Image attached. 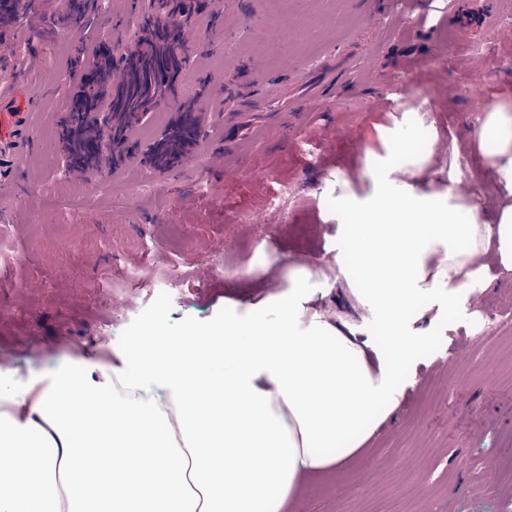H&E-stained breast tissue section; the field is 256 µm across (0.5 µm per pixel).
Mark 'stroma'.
<instances>
[{
  "mask_svg": "<svg viewBox=\"0 0 512 512\" xmlns=\"http://www.w3.org/2000/svg\"><path fill=\"white\" fill-rule=\"evenodd\" d=\"M493 2L496 22L469 40L435 14L434 34L404 30V0L383 13L355 0H290L273 17L266 0H208L183 28L192 56L164 105L172 121L182 95H195L194 165L144 161L138 120L117 147L131 164L97 172L68 166L60 125L86 55L111 44L114 22L140 37L137 15L130 0H98L68 16L71 35L51 45L42 34L64 17L66 0H24V23L0 22V82L23 75L38 90L34 153L18 192L0 195V249L18 257L0 269V356L24 373L77 357L90 373L118 361L119 337L221 323L225 300L281 292L291 267L332 279L327 305L361 323L371 356L387 355L384 335L345 292L349 275L327 265L339 235L335 176L346 172L366 191L368 152H382L381 130L407 112L430 131L418 139L430 171L476 192L494 216L498 183L473 144L477 98L512 96V0ZM269 77L281 85L264 107L224 95L225 82ZM401 81L433 89L432 100L394 103L389 90ZM331 93L334 107L307 109L309 97ZM334 127L346 137L330 144ZM305 139L323 141L320 164L297 151ZM230 140L227 163L212 159ZM103 177L111 198H90ZM284 183L295 192L288 208L263 210ZM484 262L487 285L464 308L437 313L417 299L410 318L422 339L397 367L399 409L347 470L311 478L294 512H512V271L491 255ZM168 283L172 294L157 301ZM487 485L489 499L480 495Z\"/></svg>",
  "mask_w": 512,
  "mask_h": 512,
  "instance_id": "1",
  "label": "stroma"
}]
</instances>
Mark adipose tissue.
<instances>
[{
  "label": "adipose tissue",
  "mask_w": 512,
  "mask_h": 512,
  "mask_svg": "<svg viewBox=\"0 0 512 512\" xmlns=\"http://www.w3.org/2000/svg\"><path fill=\"white\" fill-rule=\"evenodd\" d=\"M404 120L370 189L345 173L334 262L388 337L369 363L358 327L320 306L328 289L289 269L288 288L232 302L224 320L129 346L97 376L76 366L16 383L0 368V512H288L304 477L345 468L399 407L396 364L417 343L422 295L465 305L480 258L512 269V103L490 101L475 131L509 204L486 218L473 196L424 178Z\"/></svg>",
  "instance_id": "1"
}]
</instances>
